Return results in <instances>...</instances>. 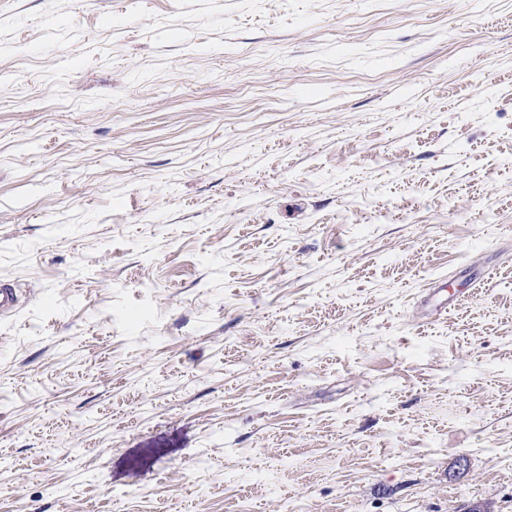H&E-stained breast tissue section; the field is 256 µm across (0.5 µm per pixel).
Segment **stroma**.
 <instances>
[{
	"instance_id": "35a3bbf8",
	"label": "stroma",
	"mask_w": 512,
	"mask_h": 512,
	"mask_svg": "<svg viewBox=\"0 0 512 512\" xmlns=\"http://www.w3.org/2000/svg\"><path fill=\"white\" fill-rule=\"evenodd\" d=\"M0 512H512V0H0Z\"/></svg>"
}]
</instances>
